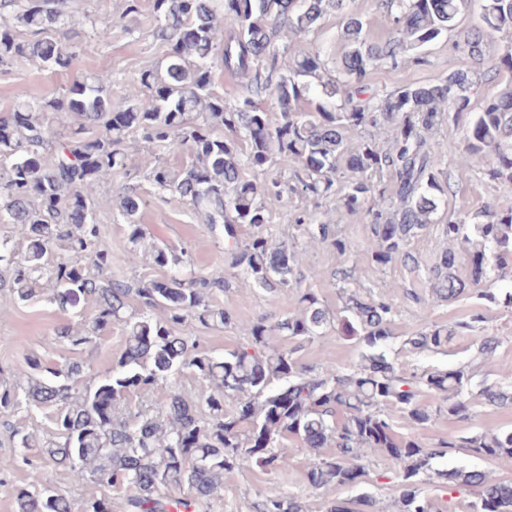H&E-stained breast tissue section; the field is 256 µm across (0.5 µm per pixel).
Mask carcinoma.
Wrapping results in <instances>:
<instances>
[{
    "mask_svg": "<svg viewBox=\"0 0 512 512\" xmlns=\"http://www.w3.org/2000/svg\"><path fill=\"white\" fill-rule=\"evenodd\" d=\"M375 3L394 24L381 41L368 37L347 0H152V35L165 42L167 60L162 71L140 73L143 97L113 100L112 73L100 72L58 95L33 99L21 90L12 112L0 118V223L15 229V236L0 238V290L17 302L49 290L50 302L64 312L91 301V320L55 331L72 350L97 342L114 323L126 332L123 353L96 382L82 383L85 368L77 361L49 368L25 360L13 382L0 385V412H45L58 435L43 443L48 461L77 481L124 494L125 512H213L224 474L253 464L272 473L284 469L290 437L312 456L307 479L313 488L360 482L366 459L380 453L399 466L397 512H434L421 488L434 478L451 491H476L473 512H512V483L479 470L434 467L436 458L456 448L478 458L512 456V429L482 426L428 448L395 431L399 421L416 429L444 412L465 421L474 400L512 406V381L479 380L469 362L400 371L391 351L396 307L352 287L346 267L336 271L343 306L334 316L305 291L298 313L274 323H239L213 305L229 269L269 292L300 286L294 272L302 255L269 233L271 204L279 207L281 223L303 227L346 260L351 245L293 206L292 196L334 203L340 221L366 213L375 241L371 259L386 266L415 262L412 241L436 223L448 189L441 178L446 157L464 172L486 159L490 185L512 184V38H494L512 33V0ZM471 5L481 26L461 45L466 67L435 84L405 85L382 97L374 92L372 71L425 62V49L454 30ZM5 7L12 20L0 23V72L16 58L57 72L70 69L75 51L54 36L70 23L65 0H0V10ZM331 12L342 16L336 70L316 50L292 57L279 51L277 41L308 37ZM488 62L508 78L473 113L471 90ZM217 66L245 79L233 105L216 89ZM265 98L277 104L279 120L261 106ZM465 115L463 147L430 144L445 120ZM369 127L372 137L347 145L346 132ZM134 134L154 147L186 150L189 161L179 169L153 154L142 164L168 201L193 206L210 229L223 230L227 268L199 276L185 252L142 245L136 217L144 201L127 188L117 209L131 227L128 262L150 257L171 273L135 288L112 277V250L95 221L94 193L126 168L124 143ZM283 156L293 164L286 183L269 176ZM478 217L441 225L447 247L429 268L432 299L471 297L512 309V287H484L512 279V204L489 203ZM242 224L253 228L243 240ZM463 258L470 259L464 277L457 273ZM483 319L475 313L447 326L427 322L402 348L445 352L456 337L480 330ZM189 320L233 328L244 342L222 357L199 353L181 332ZM337 325L360 348L349 372L327 363L305 366L295 350L276 343L279 336L321 338ZM476 344L474 358L487 360L501 338L483 334ZM186 371L197 382L192 396L177 387ZM425 389L435 402L420 400ZM150 391L161 394L153 407H129L134 395ZM226 398L234 400L229 409ZM39 482L36 471L29 487L17 490L18 512H73L65 495L38 488ZM375 504L369 495L337 498L326 512H373ZM254 509L306 512L303 502L275 488ZM81 512H112V497L89 499Z\"/></svg>",
    "mask_w": 512,
    "mask_h": 512,
    "instance_id": "carcinoma-1",
    "label": "carcinoma"
}]
</instances>
